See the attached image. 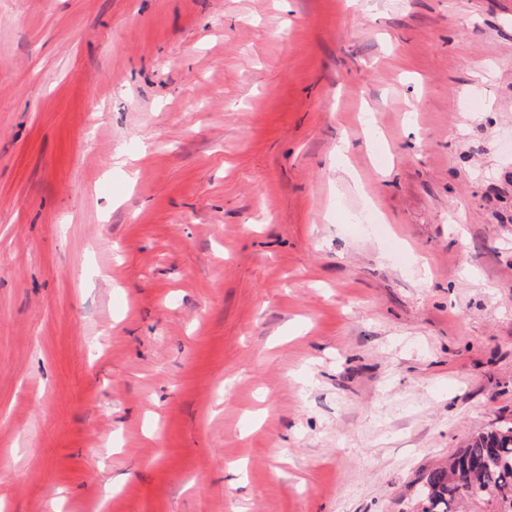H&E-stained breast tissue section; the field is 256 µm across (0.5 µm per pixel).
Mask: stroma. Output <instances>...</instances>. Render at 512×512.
<instances>
[{"mask_svg":"<svg viewBox=\"0 0 512 512\" xmlns=\"http://www.w3.org/2000/svg\"><path fill=\"white\" fill-rule=\"evenodd\" d=\"M503 421L512 0H0V512H406Z\"/></svg>","mask_w":512,"mask_h":512,"instance_id":"1","label":"stroma"}]
</instances>
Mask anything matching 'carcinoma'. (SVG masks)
<instances>
[{
    "label": "carcinoma",
    "mask_w": 512,
    "mask_h": 512,
    "mask_svg": "<svg viewBox=\"0 0 512 512\" xmlns=\"http://www.w3.org/2000/svg\"><path fill=\"white\" fill-rule=\"evenodd\" d=\"M420 479L417 512H512V423L472 436Z\"/></svg>",
    "instance_id": "1"
}]
</instances>
